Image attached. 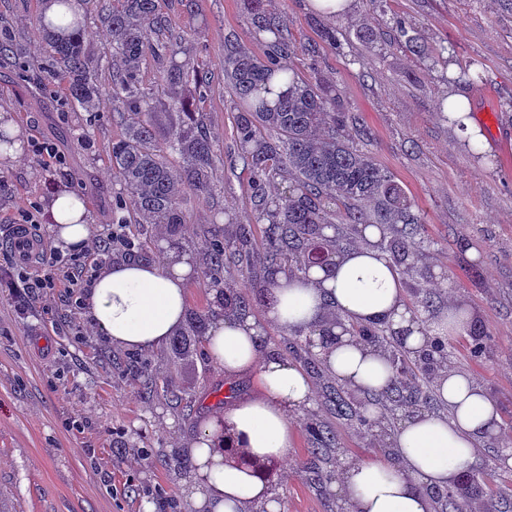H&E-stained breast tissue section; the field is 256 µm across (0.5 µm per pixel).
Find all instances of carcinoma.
<instances>
[{
    "label": "carcinoma",
    "instance_id": "carcinoma-1",
    "mask_svg": "<svg viewBox=\"0 0 512 512\" xmlns=\"http://www.w3.org/2000/svg\"><path fill=\"white\" fill-rule=\"evenodd\" d=\"M62 7L58 19L40 17L36 30L49 51V68L67 84L72 107L96 112L104 91L97 75L86 68L83 29L86 15L98 7L95 0H57ZM258 32L267 33V52L257 57L246 51L224 53V78L243 108L237 116V157L251 174L253 198L262 219L268 222L265 238L258 248H247L250 233L242 225L229 235L214 227H200L196 244L201 251L204 278L208 286L220 289L216 308L208 315L190 314L188 329L176 339L173 352L183 354L187 343L206 338L211 315L243 318L254 305L267 297L274 286L273 276L286 268L291 275L304 273L306 263L317 259L331 274L336 255L352 247L359 228L370 224L381 230L378 247L386 251L400 276L409 278L420 258L430 248L411 201L374 158L359 149L355 139L361 134L354 117L341 109L336 89L319 79H306L285 59L294 54L288 39V18L272 15L270 0H244ZM163 0H112L106 7L112 55L104 66L112 70L113 117L128 112L138 119L127 124L124 135L112 142L109 160L119 189L112 193V223L124 227L133 256L146 258L151 242L143 237L142 224H161L178 235L187 223L184 193L208 195L213 190V172L220 157L203 130L190 100L178 95L181 87L196 89L208 85L191 55L189 39L164 37ZM406 48L426 62L428 69L449 64L448 46L430 47L420 35L406 40ZM182 61H177V56ZM163 68L162 81L169 88L174 105L183 115L182 125L165 143L158 142L148 112L150 89L143 86L140 72L146 57ZM480 64L472 61L448 77L450 83H474L481 79ZM175 154L183 162L177 172L169 161ZM289 178V184L274 199L266 196L265 186L275 177ZM335 228V234L325 230ZM241 267L250 274H266L255 280L253 291L244 293L226 285L224 272ZM348 335L382 350L394 368L391 383L382 391L367 393L370 404L397 406L412 414L429 410L438 403L434 380L447 366L451 336H435L430 348L416 356L404 349V336L386 325L351 324ZM327 401L336 414L363 423L360 407L343 387H330ZM373 445L381 454L390 451L392 437L388 422L377 420ZM316 444L312 452L332 457L336 435L321 422L310 426ZM512 479L490 487L482 496L486 512H497L508 499ZM438 512H464L467 505L447 492L433 495Z\"/></svg>",
    "mask_w": 512,
    "mask_h": 512
}]
</instances>
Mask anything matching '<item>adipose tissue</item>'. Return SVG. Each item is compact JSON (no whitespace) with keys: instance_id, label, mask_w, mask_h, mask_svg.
<instances>
[{"instance_id":"1","label":"adipose tissue","mask_w":512,"mask_h":512,"mask_svg":"<svg viewBox=\"0 0 512 512\" xmlns=\"http://www.w3.org/2000/svg\"><path fill=\"white\" fill-rule=\"evenodd\" d=\"M467 104L463 93L449 91L448 120L468 148L479 150L485 138ZM48 211L56 244L66 249L89 246L86 205L75 192L58 190ZM379 237V228L363 229L360 244L337 257L334 274L317 267L298 278L276 274L278 301L267 310V321L304 332L330 311L345 323L385 322L408 330L406 349L423 347L427 330L409 310L396 268L377 246ZM192 270L191 259L176 253L162 264L113 262L86 289L84 314L94 332L111 344L137 351L159 347L186 321ZM262 345L252 317L218 315L211 321L205 342L211 362L228 375L255 372L261 393L199 424L187 450L192 467L184 480L199 512H279L258 466L287 458L291 418L310 406L312 387L299 366L263 351ZM320 357L326 374L352 389L381 390L390 375L380 352L347 336L322 348ZM434 385L447 414L416 413L395 432L389 456L350 462L340 481L344 512H434L433 492L474 463L479 439L501 431L496 403L469 376L446 370Z\"/></svg>"}]
</instances>
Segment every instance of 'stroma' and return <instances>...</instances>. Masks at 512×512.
<instances>
[{"label": "stroma", "mask_w": 512, "mask_h": 512, "mask_svg": "<svg viewBox=\"0 0 512 512\" xmlns=\"http://www.w3.org/2000/svg\"><path fill=\"white\" fill-rule=\"evenodd\" d=\"M44 0H0V25L21 38L19 60L0 62V115L20 130L22 154L0 157V264L10 259L11 224L29 203L47 207L67 188L81 193L94 232L112 221L108 149L124 128L112 119V99L96 114L73 110L65 84L46 73V51L35 25ZM286 13L295 52L289 63L302 76L336 86L345 111L368 131L362 147L391 175L419 210L432 247L412 279L420 289L470 311L484 332L480 351L449 349L448 363L474 377L512 421V11L502 0H357L354 13L329 19L305 0H272ZM173 30L194 23L196 61L210 76L205 95L190 93L193 108L224 159L212 196L191 198L188 227L215 225L234 232L246 224L261 244L264 222L251 197L249 174L235 159V118L242 108L224 85V51L234 46L262 55L243 0H166ZM374 19L380 52L368 56L357 38ZM428 45L454 49L453 67L483 65V82L461 85L487 141L485 155L462 144L441 119L448 72H426L405 47L401 28ZM336 31L335 42L321 30ZM49 142L67 166L43 165L34 142ZM146 366L157 381L186 387L190 404L133 383L129 365ZM310 408L293 422V449L267 480L280 512H342L335 482L312 478L307 424L328 422L339 453L330 469L374 456L366 430L340 419L325 399L328 379L309 373ZM256 374L224 375L203 348L175 364L168 347L130 352L96 336L81 305L58 288L50 301L18 317L15 298L0 290V507L6 512H189L184 468L173 458L195 436L200 420L236 400L259 395ZM80 428H73V421Z\"/></svg>", "instance_id": "1"}]
</instances>
